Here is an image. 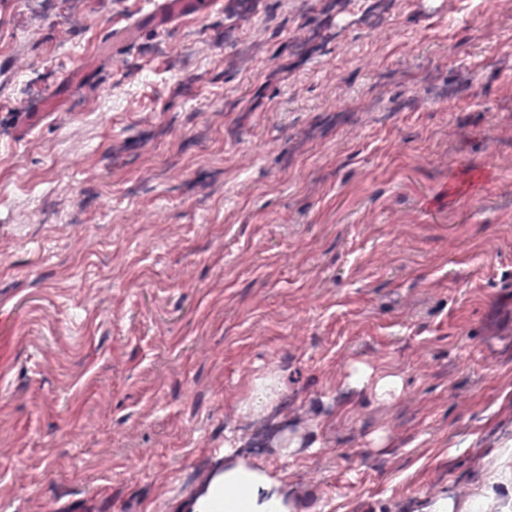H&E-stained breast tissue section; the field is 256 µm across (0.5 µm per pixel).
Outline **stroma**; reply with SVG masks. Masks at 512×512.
Here are the masks:
<instances>
[{"instance_id":"1","label":"stroma","mask_w":512,"mask_h":512,"mask_svg":"<svg viewBox=\"0 0 512 512\" xmlns=\"http://www.w3.org/2000/svg\"><path fill=\"white\" fill-rule=\"evenodd\" d=\"M148 12L0 25V512L173 508L231 441L294 512H512V0ZM66 101L59 95L44 99L41 103L23 107L14 114V131L16 137H24L41 127L45 119L51 114L64 108ZM350 380L353 387L368 391L379 401L391 400L402 387L400 376L387 372L373 375L370 370L358 369ZM276 388V379L272 376L256 380L255 389L246 411L260 412L266 407L274 397Z\"/></svg>"}]
</instances>
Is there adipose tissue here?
<instances>
[{
    "label": "adipose tissue",
    "instance_id": "adipose-tissue-1",
    "mask_svg": "<svg viewBox=\"0 0 512 512\" xmlns=\"http://www.w3.org/2000/svg\"><path fill=\"white\" fill-rule=\"evenodd\" d=\"M225 455L234 459L224 471L223 512H290L281 481L271 472L253 469L246 459L236 457L233 447Z\"/></svg>",
    "mask_w": 512,
    "mask_h": 512
}]
</instances>
